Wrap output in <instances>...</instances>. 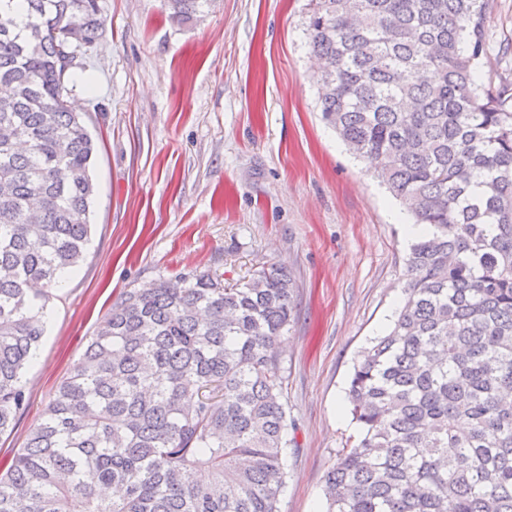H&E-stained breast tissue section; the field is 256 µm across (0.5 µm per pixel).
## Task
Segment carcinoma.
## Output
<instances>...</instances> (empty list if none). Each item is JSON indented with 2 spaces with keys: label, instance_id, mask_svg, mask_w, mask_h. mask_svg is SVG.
Returning <instances> with one entry per match:
<instances>
[{
  "label": "carcinoma",
  "instance_id": "cac0c4a2",
  "mask_svg": "<svg viewBox=\"0 0 512 512\" xmlns=\"http://www.w3.org/2000/svg\"><path fill=\"white\" fill-rule=\"evenodd\" d=\"M211 0H163L192 19ZM0 0V434L26 407L48 289L84 260L97 146L64 92L98 0ZM487 0H310L322 118L427 226L391 331L347 400L360 426L328 512H512V95L483 78ZM294 282L208 271L127 293L24 448L0 512H278L288 411L276 351ZM118 485L121 498L103 489Z\"/></svg>",
  "mask_w": 512,
  "mask_h": 512
}]
</instances>
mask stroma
I'll return each instance as SVG.
<instances>
[{"label": "stroma", "mask_w": 512, "mask_h": 512, "mask_svg": "<svg viewBox=\"0 0 512 512\" xmlns=\"http://www.w3.org/2000/svg\"><path fill=\"white\" fill-rule=\"evenodd\" d=\"M308 2L213 0L177 24L161 0H99L106 25L67 97L98 142L91 242L51 291L1 467L126 292L207 270L231 286L283 265L295 318L280 346L291 445L278 509L326 512V474L359 438L348 378L393 323L411 240L375 162L321 118ZM485 37V75L511 83L512 0H489Z\"/></svg>", "instance_id": "1"}]
</instances>
